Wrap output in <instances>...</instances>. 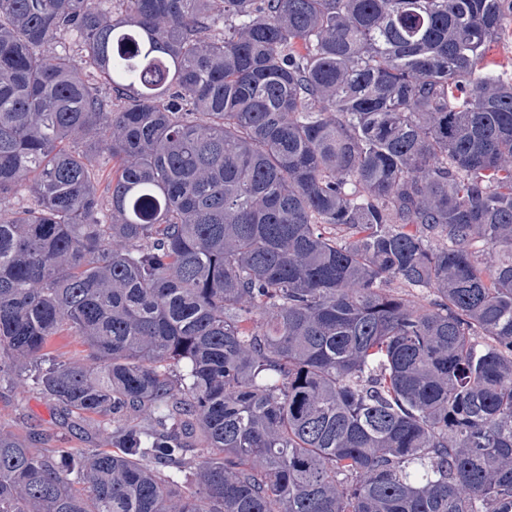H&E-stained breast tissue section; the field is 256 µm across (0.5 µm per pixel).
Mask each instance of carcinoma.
I'll use <instances>...</instances> for the list:
<instances>
[{"mask_svg": "<svg viewBox=\"0 0 512 512\" xmlns=\"http://www.w3.org/2000/svg\"><path fill=\"white\" fill-rule=\"evenodd\" d=\"M511 12L0 0V512H512ZM487 61L498 65V70L512 73V23L506 22L499 39L490 44ZM49 357L86 359V347L71 336H54L47 347ZM27 374V376H26ZM29 372L23 383H0V429L18 437L30 432L42 433L34 448L49 451L52 448H109L107 433L96 425L81 430H67L55 419L51 404L33 385Z\"/></svg>", "mask_w": 512, "mask_h": 512, "instance_id": "obj_1", "label": "carcinoma"}]
</instances>
